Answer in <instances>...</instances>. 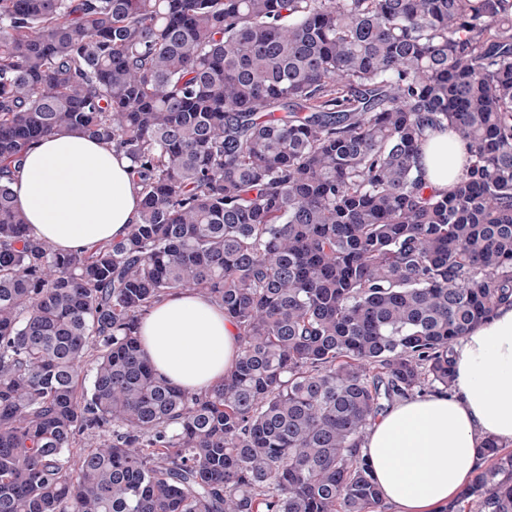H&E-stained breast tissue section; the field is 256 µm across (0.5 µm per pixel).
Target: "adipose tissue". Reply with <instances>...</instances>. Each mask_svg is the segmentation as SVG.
Listing matches in <instances>:
<instances>
[{
    "label": "adipose tissue",
    "mask_w": 512,
    "mask_h": 512,
    "mask_svg": "<svg viewBox=\"0 0 512 512\" xmlns=\"http://www.w3.org/2000/svg\"><path fill=\"white\" fill-rule=\"evenodd\" d=\"M468 142L432 133L419 158L422 179L445 192L461 175ZM130 161L111 145L61 129L34 142L11 189L32 236L61 251L123 238L141 212ZM140 344L156 373L203 391L235 365L239 338L204 296L175 290L142 318ZM453 387L394 402L368 428L361 451L394 512H442L470 482L485 438L512 446V305L472 328L454 347Z\"/></svg>",
    "instance_id": "ef3b65f1"
}]
</instances>
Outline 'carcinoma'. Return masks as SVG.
<instances>
[{
    "label": "carcinoma",
    "mask_w": 512,
    "mask_h": 512,
    "mask_svg": "<svg viewBox=\"0 0 512 512\" xmlns=\"http://www.w3.org/2000/svg\"><path fill=\"white\" fill-rule=\"evenodd\" d=\"M61 128L130 159L123 239L30 236L11 176ZM173 290L238 332L203 392L140 348ZM509 303L512 0H0V512H382L367 428ZM480 454L447 512H512ZM468 155V142L460 134L431 133L419 158L422 180L437 191H448L463 172Z\"/></svg>",
    "instance_id": "carcinoma-1"
}]
</instances>
